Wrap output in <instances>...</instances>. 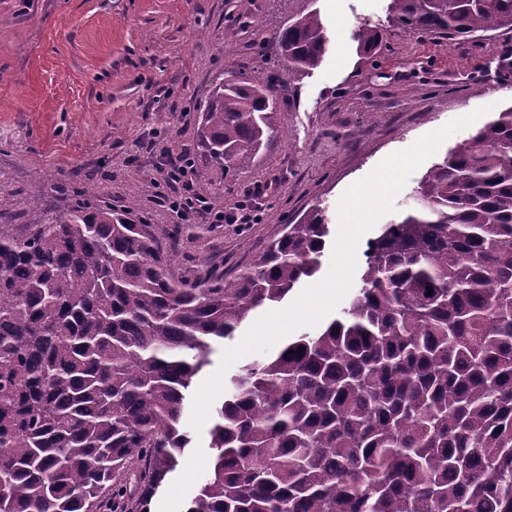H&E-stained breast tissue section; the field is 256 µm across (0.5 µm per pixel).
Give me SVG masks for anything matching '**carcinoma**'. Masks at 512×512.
Masks as SVG:
<instances>
[{
  "instance_id": "obj_1",
  "label": "carcinoma",
  "mask_w": 512,
  "mask_h": 512,
  "mask_svg": "<svg viewBox=\"0 0 512 512\" xmlns=\"http://www.w3.org/2000/svg\"><path fill=\"white\" fill-rule=\"evenodd\" d=\"M450 41L512 31V0H391L352 32ZM329 36L282 28L286 76L219 81L198 149L232 177L283 136L281 90ZM94 189L52 223L0 224V512H149L192 442L186 397L211 343L321 265L308 210L231 277L189 263ZM367 244L341 314L242 369L186 512H512V106L434 164ZM432 292H427V287Z\"/></svg>"
}]
</instances>
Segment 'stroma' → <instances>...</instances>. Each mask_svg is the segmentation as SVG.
Returning a JSON list of instances; mask_svg holds the SVG:
<instances>
[{"mask_svg":"<svg viewBox=\"0 0 512 512\" xmlns=\"http://www.w3.org/2000/svg\"><path fill=\"white\" fill-rule=\"evenodd\" d=\"M390 0H0V224L34 209L95 202L162 228L161 149L195 153L198 110L216 81L266 77L275 33L317 11L330 42L321 65L284 91V139L234 178L196 160L194 192L249 224H228L193 255L233 275L312 206L337 229L342 193L388 154L477 107L512 105V32L446 41L396 31L373 57L350 39L385 22ZM276 193L257 196L256 183Z\"/></svg>","mask_w":512,"mask_h":512,"instance_id":"stroma-1","label":"stroma"}]
</instances>
